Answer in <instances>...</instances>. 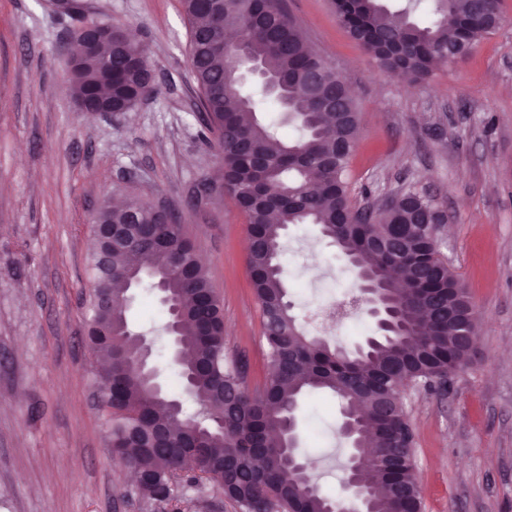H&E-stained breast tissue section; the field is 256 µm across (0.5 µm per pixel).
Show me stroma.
<instances>
[{
    "mask_svg": "<svg viewBox=\"0 0 512 512\" xmlns=\"http://www.w3.org/2000/svg\"><path fill=\"white\" fill-rule=\"evenodd\" d=\"M87 17L127 29L149 50L159 87L134 110L78 111L65 89L77 23L44 0H0V512H155L112 458L85 342L90 221L129 195L180 209L224 309L225 351L249 390L269 369L245 247L246 217L230 196L198 200L218 160L204 138L190 73L182 0H80ZM309 43L354 92L360 134L349 195L364 207L413 188L448 216L439 254L479 319L480 357L448 392L404 398L415 434L422 512H512V0L505 21L455 65L410 84L382 72L336 20L330 0H286ZM280 262L308 335L354 348L376 326L359 314L324 329L312 314L328 293H356L354 272L316 226H290ZM167 395L187 410L168 364L156 291L129 311ZM338 402L301 403L299 450L322 490L340 493Z\"/></svg>",
    "mask_w": 512,
    "mask_h": 512,
    "instance_id": "1",
    "label": "stroma"
}]
</instances>
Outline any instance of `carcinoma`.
<instances>
[{
	"mask_svg": "<svg viewBox=\"0 0 512 512\" xmlns=\"http://www.w3.org/2000/svg\"><path fill=\"white\" fill-rule=\"evenodd\" d=\"M183 3L202 122L215 134L210 145L224 173V192L246 214L255 242L249 275L263 318L269 377L252 392L242 364L227 357L222 305L184 225L153 224L150 206L136 197L120 209L103 206L99 222L124 224L132 232L151 224L155 238L146 250L112 251L110 265L97 247L89 257L87 341L100 356L95 385L112 450L138 475L137 494L169 512H185L189 495L206 480L220 484L239 512L261 504L272 512H327L332 497L310 491L312 473H300L284 460L280 445H269L304 395L324 391L341 406L360 409L359 450L373 456L360 478L371 494V512H420L403 388L441 389L478 359V349L459 343L455 323L433 314L438 307L459 311L463 299L454 291L456 274L439 258L433 225L444 221V213L429 195L409 189L370 219L350 214L348 173L359 131L354 94L303 38L283 0ZM331 5L340 26L379 69L409 83L426 80L449 63L450 53L470 54L502 13L501 0H409L400 9L384 0ZM252 60L275 82L272 89L260 88L257 98L240 90L242 70ZM146 64L141 46L115 41L102 46L96 59L68 70L66 88L79 101L106 85L112 105L129 108L156 90ZM271 107L291 116L298 137L286 141L257 119ZM272 213L278 214L275 223ZM293 224L318 226L357 280L373 272L390 285L403 332L362 356L306 335L292 312L279 261L282 238ZM128 281L164 289L162 331L177 323L181 360L171 364L181 382L192 383L197 407L191 413L174 411L170 399L129 363L141 346L126 314L100 308L104 292Z\"/></svg>",
	"mask_w": 512,
	"mask_h": 512,
	"instance_id": "carcinoma-1",
	"label": "carcinoma"
}]
</instances>
